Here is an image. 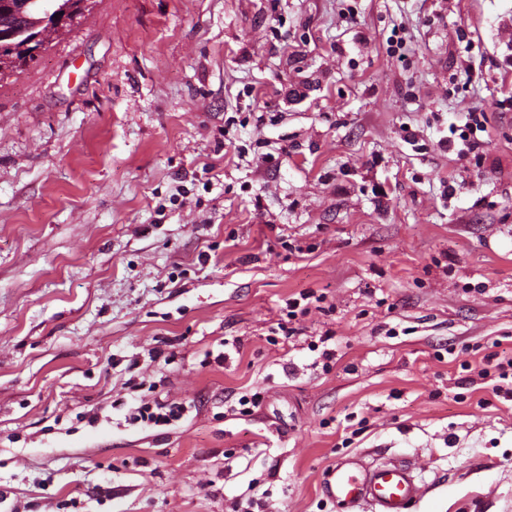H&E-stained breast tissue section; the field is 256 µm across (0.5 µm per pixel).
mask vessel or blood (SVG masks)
<instances>
[{
  "mask_svg": "<svg viewBox=\"0 0 512 512\" xmlns=\"http://www.w3.org/2000/svg\"><path fill=\"white\" fill-rule=\"evenodd\" d=\"M323 488L337 512H413L422 486L404 461L340 458L325 474Z\"/></svg>",
  "mask_w": 512,
  "mask_h": 512,
  "instance_id": "obj_1",
  "label": "vessel or blood"
}]
</instances>
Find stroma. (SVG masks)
Wrapping results in <instances>:
<instances>
[{"mask_svg": "<svg viewBox=\"0 0 512 512\" xmlns=\"http://www.w3.org/2000/svg\"><path fill=\"white\" fill-rule=\"evenodd\" d=\"M510 358L512 0H96L0 81V512H512ZM165 413L163 409H167ZM136 413L134 419L143 422H152L156 425L169 424L171 420H176L180 417L181 407L175 404H166L165 402L153 401L144 402L139 407L135 408ZM323 488L338 512H413L422 495L409 463L369 462L358 455L336 461Z\"/></svg>", "mask_w": 512, "mask_h": 512, "instance_id": "obj_1", "label": "stroma"}]
</instances>
